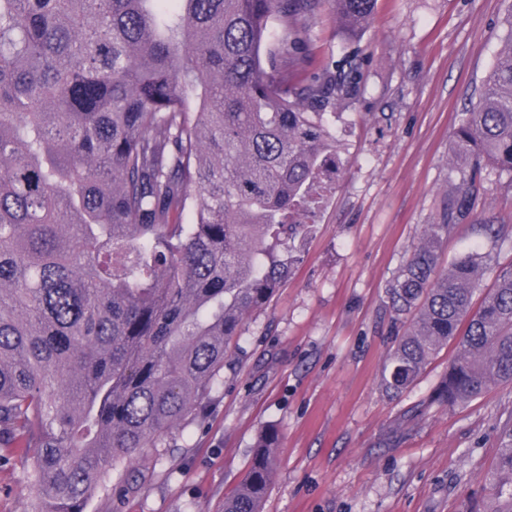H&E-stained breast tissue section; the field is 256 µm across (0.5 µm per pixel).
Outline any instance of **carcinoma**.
<instances>
[{"instance_id":"carcinoma-1","label":"carcinoma","mask_w":512,"mask_h":512,"mask_svg":"<svg viewBox=\"0 0 512 512\" xmlns=\"http://www.w3.org/2000/svg\"><path fill=\"white\" fill-rule=\"evenodd\" d=\"M319 4L0 0V448L36 449L30 512H85L127 483L300 261L288 242L333 189L326 116L358 94L375 0H331L350 48L299 78ZM506 40L454 133L459 195L388 288L406 329L386 390L452 344L434 398L450 407L512 383V265L476 247L443 269L439 252L485 173L512 177ZM277 440L258 439L224 512H262ZM481 512H512L511 431Z\"/></svg>"}]
</instances>
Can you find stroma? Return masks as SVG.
<instances>
[{
	"instance_id": "stroma-1",
	"label": "stroma",
	"mask_w": 512,
	"mask_h": 512,
	"mask_svg": "<svg viewBox=\"0 0 512 512\" xmlns=\"http://www.w3.org/2000/svg\"><path fill=\"white\" fill-rule=\"evenodd\" d=\"M511 13L512 0H377L359 41L358 95L332 119L336 188L305 236L303 261L245 318L220 383L171 431L165 456L145 449L138 482L94 496L86 512H224L269 428L279 441L263 512H469L488 497L512 429V384L463 406L431 403L445 352L401 394L381 378L396 340L387 287L459 190L454 131L505 45ZM342 43L325 2L305 72ZM489 223L512 225V178L487 177L445 257L477 243L512 264V239L477 232ZM30 463L19 450L0 466V512H28Z\"/></svg>"
}]
</instances>
